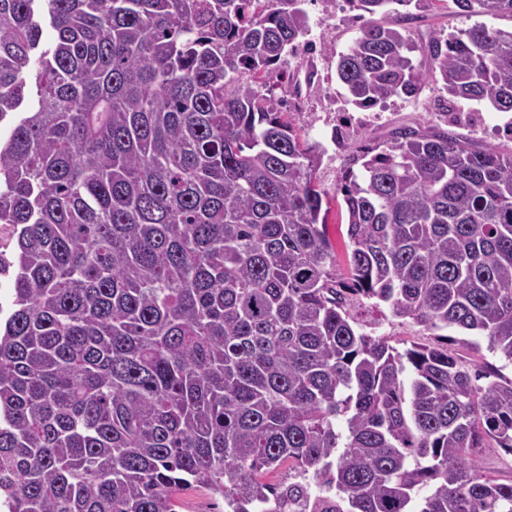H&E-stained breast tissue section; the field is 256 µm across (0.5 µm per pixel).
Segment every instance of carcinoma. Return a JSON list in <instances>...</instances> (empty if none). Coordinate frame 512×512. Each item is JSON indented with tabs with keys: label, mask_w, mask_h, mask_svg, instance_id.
<instances>
[{
	"label": "carcinoma",
	"mask_w": 512,
	"mask_h": 512,
	"mask_svg": "<svg viewBox=\"0 0 512 512\" xmlns=\"http://www.w3.org/2000/svg\"><path fill=\"white\" fill-rule=\"evenodd\" d=\"M302 2L0 0V512H177L193 487L316 512L267 480L285 463L336 512H512L479 466L512 453V379L444 335L512 364V154L428 124L362 148L340 266L320 156L276 97ZM355 2L354 106L431 82L512 112V29L420 36L390 8L411 0ZM365 299L438 342L359 331ZM444 334H448V336H452L458 341L455 344H451L452 342L448 341V350L458 353L465 361L473 365H484L487 363L493 364L497 368L500 367L501 374L507 378H512V365L507 364L504 366L505 362L487 349L485 338L450 329H448V333L444 331ZM461 339L468 340L471 344L463 346L459 343Z\"/></svg>",
	"instance_id": "obj_1"
}]
</instances>
